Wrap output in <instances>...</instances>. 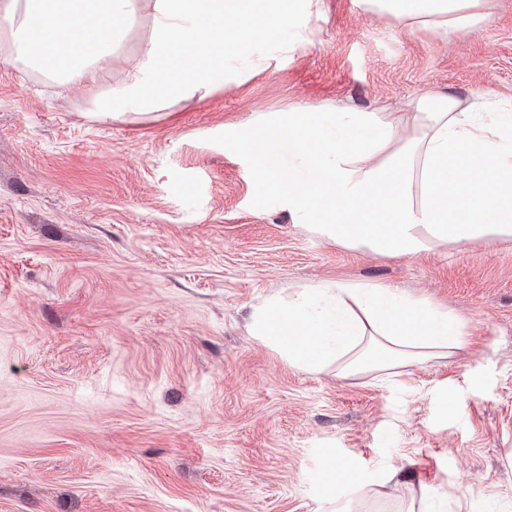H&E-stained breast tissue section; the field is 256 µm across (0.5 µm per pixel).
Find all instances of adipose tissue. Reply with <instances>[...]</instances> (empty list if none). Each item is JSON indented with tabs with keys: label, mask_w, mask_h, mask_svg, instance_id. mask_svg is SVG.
Returning a JSON list of instances; mask_svg holds the SVG:
<instances>
[{
	"label": "adipose tissue",
	"mask_w": 512,
	"mask_h": 512,
	"mask_svg": "<svg viewBox=\"0 0 512 512\" xmlns=\"http://www.w3.org/2000/svg\"><path fill=\"white\" fill-rule=\"evenodd\" d=\"M319 0H0V66L22 69L90 105L97 121L141 119L204 99L263 66L258 47L309 41ZM403 24L447 30L466 0H371ZM150 34L116 84H105L141 7ZM417 136L399 112H277L228 130L226 146L318 237L381 255L512 239V111L435 93L419 101ZM287 143L304 162L284 173L266 150ZM250 331L308 372H398L459 348L462 321L389 285L317 282L254 307Z\"/></svg>",
	"instance_id": "obj_1"
}]
</instances>
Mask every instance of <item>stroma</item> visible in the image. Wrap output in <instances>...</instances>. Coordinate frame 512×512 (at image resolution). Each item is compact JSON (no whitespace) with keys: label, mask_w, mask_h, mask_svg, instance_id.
Instances as JSON below:
<instances>
[{"label":"stroma","mask_w":512,"mask_h":512,"mask_svg":"<svg viewBox=\"0 0 512 512\" xmlns=\"http://www.w3.org/2000/svg\"><path fill=\"white\" fill-rule=\"evenodd\" d=\"M446 33L321 0L309 43L169 114L89 105L0 66V512H512V240L387 257L312 234L222 133L269 112L512 103V0ZM331 280L462 320L400 373H311L254 306ZM349 472L350 469L345 463L336 461L335 459L329 460L322 476L326 502L329 504L335 503L333 490L336 488V485L343 482L354 481L347 478Z\"/></svg>","instance_id":"35a3bbf8"}]
</instances>
